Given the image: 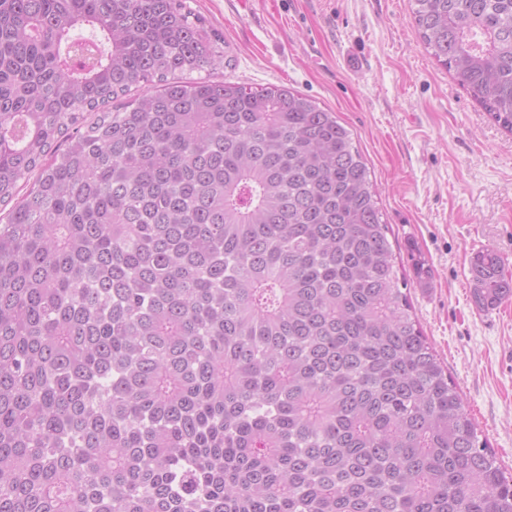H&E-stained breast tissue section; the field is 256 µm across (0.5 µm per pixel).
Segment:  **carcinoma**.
<instances>
[{
    "mask_svg": "<svg viewBox=\"0 0 512 512\" xmlns=\"http://www.w3.org/2000/svg\"><path fill=\"white\" fill-rule=\"evenodd\" d=\"M408 3L512 133V0ZM222 56L182 0H0V512H512L352 133Z\"/></svg>",
    "mask_w": 512,
    "mask_h": 512,
    "instance_id": "obj_1",
    "label": "carcinoma"
}]
</instances>
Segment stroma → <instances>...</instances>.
I'll return each instance as SVG.
<instances>
[{"mask_svg": "<svg viewBox=\"0 0 512 512\" xmlns=\"http://www.w3.org/2000/svg\"><path fill=\"white\" fill-rule=\"evenodd\" d=\"M224 39L212 76L284 85L335 112L365 159L423 330L512 473V301L476 307L469 266L512 272V134L422 48L407 0H185Z\"/></svg>", "mask_w": 512, "mask_h": 512, "instance_id": "35a3bbf8", "label": "stroma"}]
</instances>
